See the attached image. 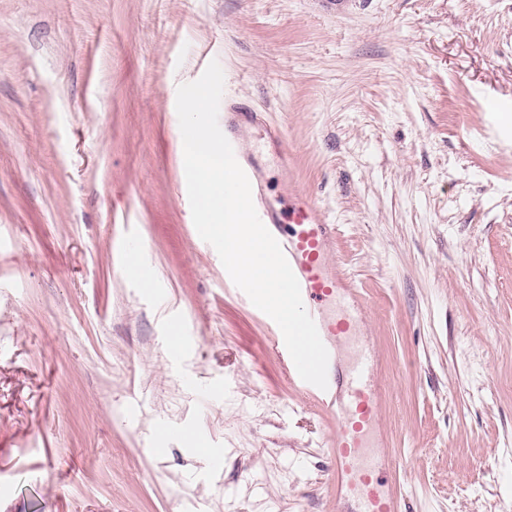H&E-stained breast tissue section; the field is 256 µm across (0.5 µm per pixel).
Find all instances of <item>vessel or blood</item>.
I'll use <instances>...</instances> for the list:
<instances>
[{
  "label": "vessel or blood",
  "instance_id": "vessel-or-blood-1",
  "mask_svg": "<svg viewBox=\"0 0 512 512\" xmlns=\"http://www.w3.org/2000/svg\"><path fill=\"white\" fill-rule=\"evenodd\" d=\"M257 120L253 112H226L224 134L235 140L241 125ZM251 189L257 214L280 243L328 353L333 355L346 343L354 346L353 366L342 370L336 360H329L328 387L323 390L301 380L284 341L275 345L291 381L308 399L336 417L331 440L336 512H401L392 487L381 478L390 465L388 457L364 453L367 436L376 428L381 412L374 383L378 359L364 332L365 308L358 291L340 263L331 259L335 227L307 201L292 211L289 223H280L261 184L252 183Z\"/></svg>",
  "mask_w": 512,
  "mask_h": 512
}]
</instances>
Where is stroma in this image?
Returning <instances> with one entry per match:
<instances>
[{
  "mask_svg": "<svg viewBox=\"0 0 512 512\" xmlns=\"http://www.w3.org/2000/svg\"><path fill=\"white\" fill-rule=\"evenodd\" d=\"M213 60L337 226L402 512H512V0H0V512H336V421L192 220Z\"/></svg>",
  "mask_w": 512,
  "mask_h": 512,
  "instance_id": "stroma-1",
  "label": "stroma"
}]
</instances>
